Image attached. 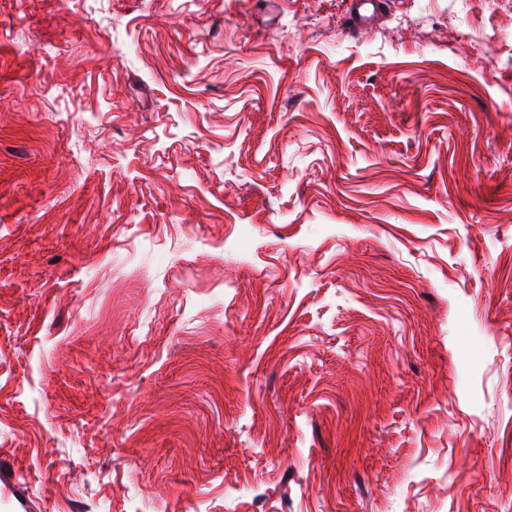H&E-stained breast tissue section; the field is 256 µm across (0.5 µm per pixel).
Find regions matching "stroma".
<instances>
[{
    "mask_svg": "<svg viewBox=\"0 0 512 512\" xmlns=\"http://www.w3.org/2000/svg\"><path fill=\"white\" fill-rule=\"evenodd\" d=\"M0 512H512V0H0ZM352 18L358 28L370 26L378 10V0H352Z\"/></svg>",
    "mask_w": 512,
    "mask_h": 512,
    "instance_id": "35a3bbf8",
    "label": "stroma"
}]
</instances>
